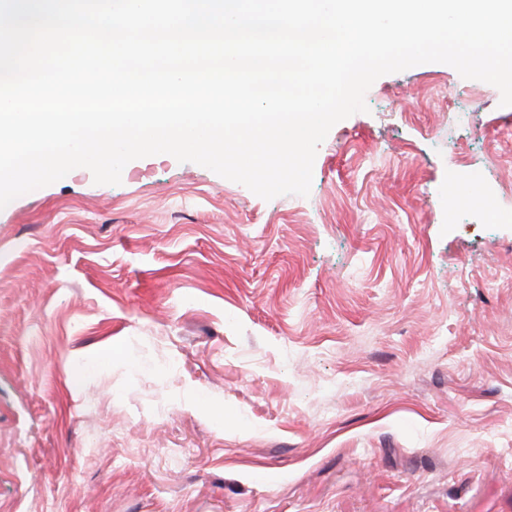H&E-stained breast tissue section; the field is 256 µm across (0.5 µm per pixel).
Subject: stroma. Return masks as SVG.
<instances>
[{
    "mask_svg": "<svg viewBox=\"0 0 512 512\" xmlns=\"http://www.w3.org/2000/svg\"><path fill=\"white\" fill-rule=\"evenodd\" d=\"M365 102L305 197L159 154L0 209V512H512V107Z\"/></svg>",
    "mask_w": 512,
    "mask_h": 512,
    "instance_id": "35a3bbf8",
    "label": "stroma"
}]
</instances>
